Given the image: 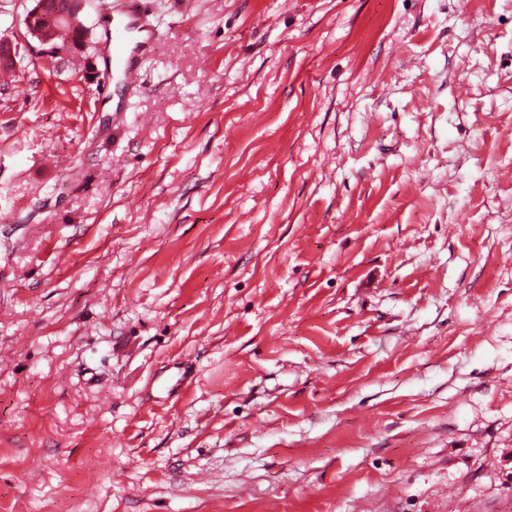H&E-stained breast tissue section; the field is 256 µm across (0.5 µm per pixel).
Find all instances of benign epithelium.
Returning <instances> with one entry per match:
<instances>
[{
  "instance_id": "benign-epithelium-1",
  "label": "benign epithelium",
  "mask_w": 512,
  "mask_h": 512,
  "mask_svg": "<svg viewBox=\"0 0 512 512\" xmlns=\"http://www.w3.org/2000/svg\"><path fill=\"white\" fill-rule=\"evenodd\" d=\"M84 6L85 0H35L25 16L24 23L28 34L61 67L87 50V32L79 19ZM64 25L75 30L76 39L58 44L55 42V32ZM18 56L17 45L9 39L0 38V65H17Z\"/></svg>"
}]
</instances>
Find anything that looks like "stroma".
Returning a JSON list of instances; mask_svg holds the SVG:
<instances>
[{"label":"stroma","instance_id":"obj_1","mask_svg":"<svg viewBox=\"0 0 512 512\" xmlns=\"http://www.w3.org/2000/svg\"><path fill=\"white\" fill-rule=\"evenodd\" d=\"M143 3L0 0V512H512V0ZM85 0H36L28 10L24 23L27 32L43 47L47 56L56 60L59 67L65 66L70 60L81 56L87 50V32L79 16L83 12ZM69 26L76 32V39L68 41L71 33L67 29L55 32L61 26ZM126 17L112 24V69L121 72L128 84L139 80V54L154 38V33L134 9L125 12Z\"/></svg>","mask_w":512,"mask_h":512}]
</instances>
